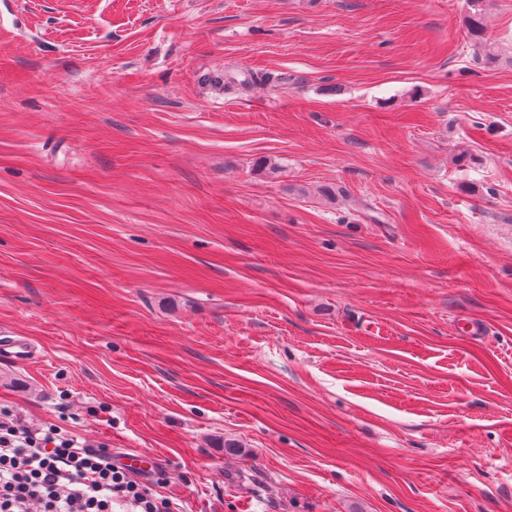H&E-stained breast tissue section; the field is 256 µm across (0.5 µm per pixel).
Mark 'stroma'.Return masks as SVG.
<instances>
[{
  "label": "stroma",
  "instance_id": "35a3bbf8",
  "mask_svg": "<svg viewBox=\"0 0 512 512\" xmlns=\"http://www.w3.org/2000/svg\"><path fill=\"white\" fill-rule=\"evenodd\" d=\"M465 10L0 0V418L178 512H512V0L495 65Z\"/></svg>",
  "mask_w": 512,
  "mask_h": 512
}]
</instances>
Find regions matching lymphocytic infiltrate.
Listing matches in <instances>:
<instances>
[{
	"label": "lymphocytic infiltrate",
	"mask_w": 512,
	"mask_h": 512,
	"mask_svg": "<svg viewBox=\"0 0 512 512\" xmlns=\"http://www.w3.org/2000/svg\"><path fill=\"white\" fill-rule=\"evenodd\" d=\"M117 500L130 512H172L105 449L0 421V512H112Z\"/></svg>",
	"instance_id": "lymphocytic-infiltrate-1"
}]
</instances>
